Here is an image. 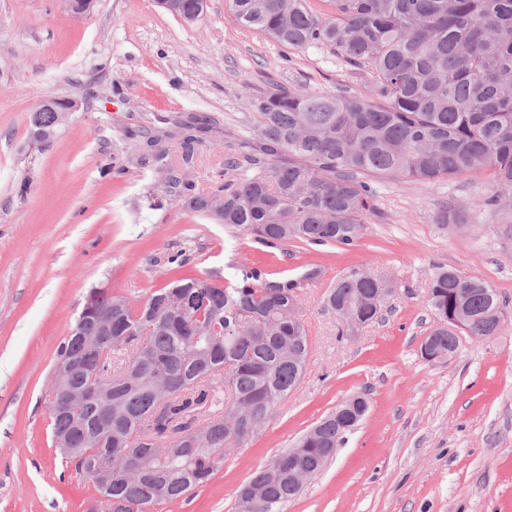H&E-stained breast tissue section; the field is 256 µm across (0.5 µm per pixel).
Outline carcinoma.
<instances>
[{"instance_id": "cac0c4a2", "label": "carcinoma", "mask_w": 512, "mask_h": 512, "mask_svg": "<svg viewBox=\"0 0 512 512\" xmlns=\"http://www.w3.org/2000/svg\"><path fill=\"white\" fill-rule=\"evenodd\" d=\"M330 12L306 0H231L243 26L280 45L332 48L369 70L378 100L280 88L256 104L257 144L245 162L224 159L231 178L203 191L164 163L160 144L176 136L188 147L205 128L179 123L146 130L156 146L163 181L183 209L204 214L267 247L288 241L311 245L357 242L372 194L368 173L434 181L493 171L488 205L512 199V0H328ZM287 151L294 160L281 164ZM224 208L212 213L199 197ZM301 278L271 279L261 267L241 269L236 282L215 272L184 275L151 292L141 304L102 288L88 292L101 313L112 311V354L98 364L112 379V426L98 422L103 407L83 403L51 417L52 435L74 440L65 459L77 471L112 470V483L96 485L112 497L113 512H155L206 485L227 454L254 436L252 419L274 410L300 385L310 345L301 320L288 315ZM381 284L355 271L326 292L324 306L351 312L346 324L373 321L361 300ZM478 277L441 268L431 278L427 305L448 312L451 288H485ZM476 293L468 336L487 335L486 304ZM145 338L130 335V330ZM298 336L302 362L288 360V339ZM83 350L69 334L56 362L74 364ZM348 431L327 415L237 492V512H275L299 494L297 467L315 469L336 454Z\"/></svg>"}]
</instances>
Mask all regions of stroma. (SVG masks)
Segmentation results:
<instances>
[{
	"label": "stroma",
	"instance_id": "35a3bbf8",
	"mask_svg": "<svg viewBox=\"0 0 512 512\" xmlns=\"http://www.w3.org/2000/svg\"><path fill=\"white\" fill-rule=\"evenodd\" d=\"M375 96L373 79L331 48L289 49L243 27L228 0L188 23L154 0H96L74 17L60 0H0V512H88L99 492L52 445L44 398L56 349L90 289L144 301L184 270L234 281L262 262L277 277L319 269L298 316L304 379L212 479L156 512H236L235 493L339 402L370 408L335 457L276 512H512V206H490L493 172L421 182L364 175L370 215L355 246L270 248L181 209L155 165H137L142 127L206 117L191 149L168 145L199 186L223 184L224 157L254 142L255 105L282 87ZM48 97L78 108L49 145L30 147L28 115ZM446 205L466 213L442 224ZM478 276L503 302V328L461 337L428 362L427 305L438 268ZM365 269L397 288L356 330L325 309L337 279Z\"/></svg>",
	"mask_w": 512,
	"mask_h": 512
}]
</instances>
